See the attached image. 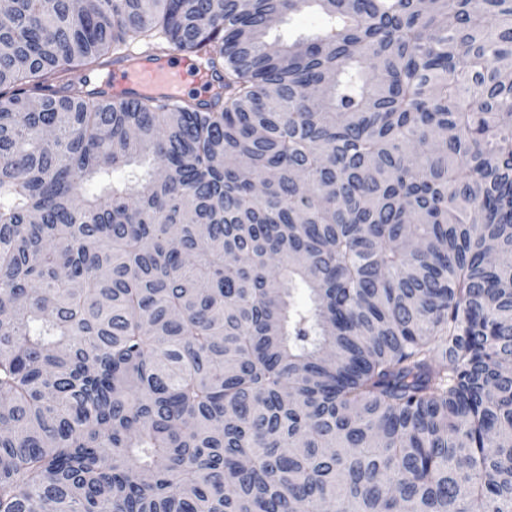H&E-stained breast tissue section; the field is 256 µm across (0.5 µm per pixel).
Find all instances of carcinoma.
Instances as JSON below:
<instances>
[{
	"label": "carcinoma",
	"instance_id": "1",
	"mask_svg": "<svg viewBox=\"0 0 512 512\" xmlns=\"http://www.w3.org/2000/svg\"><path fill=\"white\" fill-rule=\"evenodd\" d=\"M0 512H512V0H0ZM320 16L314 13H302L288 19L284 22H275L270 35H280L281 38L288 42V39L295 38L299 33L311 32L317 30L320 25ZM208 83L209 77L199 71L195 61L179 53H173L159 60L142 59L136 63L116 62L110 71L108 95L113 99L126 96L130 91L163 92L172 102L182 98V86L186 81L184 92L201 93V82ZM188 76L186 77V75ZM186 78V80H185Z\"/></svg>",
	"mask_w": 512,
	"mask_h": 512
}]
</instances>
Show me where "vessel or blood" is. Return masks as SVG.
<instances>
[{
	"instance_id": "obj_1",
	"label": "vessel or blood",
	"mask_w": 512,
	"mask_h": 512,
	"mask_svg": "<svg viewBox=\"0 0 512 512\" xmlns=\"http://www.w3.org/2000/svg\"><path fill=\"white\" fill-rule=\"evenodd\" d=\"M196 69L195 61L178 53L158 60L117 62L111 67L108 95L118 99L132 91H159L175 102L182 97V86L187 74Z\"/></svg>"
}]
</instances>
